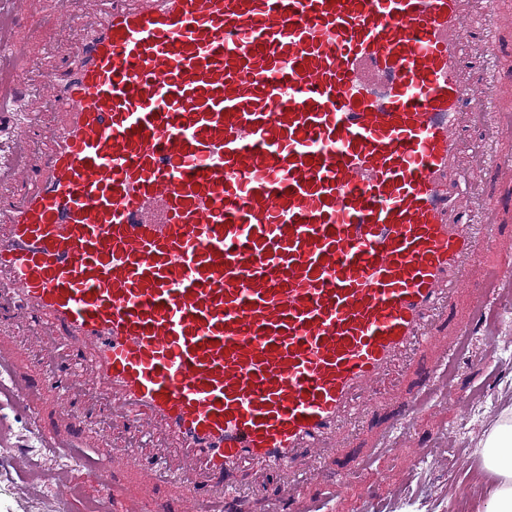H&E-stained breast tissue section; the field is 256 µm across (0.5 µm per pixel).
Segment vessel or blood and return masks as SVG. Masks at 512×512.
<instances>
[{"instance_id":"b4317fda","label":"vessel or blood","mask_w":512,"mask_h":512,"mask_svg":"<svg viewBox=\"0 0 512 512\" xmlns=\"http://www.w3.org/2000/svg\"><path fill=\"white\" fill-rule=\"evenodd\" d=\"M63 42H0V393L104 426L58 478L174 512L344 484L361 426L399 452L512 282L503 0H13Z\"/></svg>"}]
</instances>
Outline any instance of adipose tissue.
<instances>
[{
	"instance_id": "obj_1",
	"label": "adipose tissue",
	"mask_w": 512,
	"mask_h": 512,
	"mask_svg": "<svg viewBox=\"0 0 512 512\" xmlns=\"http://www.w3.org/2000/svg\"><path fill=\"white\" fill-rule=\"evenodd\" d=\"M476 454L487 491L483 512H512V407L489 428Z\"/></svg>"
}]
</instances>
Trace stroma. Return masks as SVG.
<instances>
[{"label":"stroma","instance_id":"35a3bbf8","mask_svg":"<svg viewBox=\"0 0 512 512\" xmlns=\"http://www.w3.org/2000/svg\"><path fill=\"white\" fill-rule=\"evenodd\" d=\"M450 381L471 413L459 419L455 410L439 417L419 411L413 417L403 451L374 454L349 477L340 494L316 492L315 512H459L483 489L473 480L479 464L475 450L502 409L512 402V311L489 319L484 332L470 337L458 353ZM0 457L31 449L38 433L26 415L0 397ZM425 451L439 464L418 463ZM54 479L26 466L0 468V512H55Z\"/></svg>","mask_w":512,"mask_h":512}]
</instances>
